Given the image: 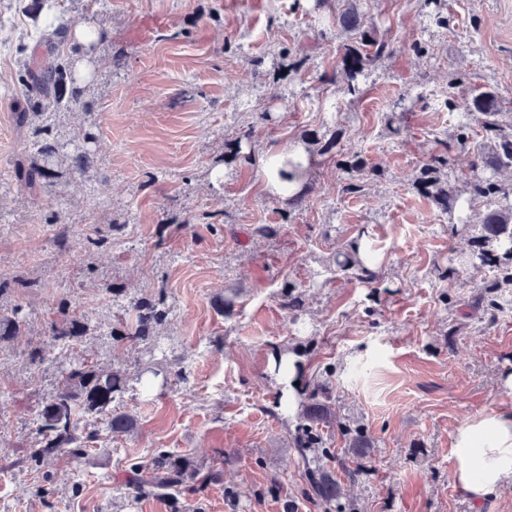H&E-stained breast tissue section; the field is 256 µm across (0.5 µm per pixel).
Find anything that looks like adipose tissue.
I'll return each mask as SVG.
<instances>
[{
  "label": "adipose tissue",
  "mask_w": 512,
  "mask_h": 512,
  "mask_svg": "<svg viewBox=\"0 0 512 512\" xmlns=\"http://www.w3.org/2000/svg\"><path fill=\"white\" fill-rule=\"evenodd\" d=\"M455 479L473 498L494 495L512 482V410L476 415L455 436Z\"/></svg>",
  "instance_id": "1"
}]
</instances>
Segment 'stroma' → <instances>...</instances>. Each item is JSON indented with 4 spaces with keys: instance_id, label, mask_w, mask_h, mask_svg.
<instances>
[{
    "instance_id": "obj_1",
    "label": "stroma",
    "mask_w": 512,
    "mask_h": 512,
    "mask_svg": "<svg viewBox=\"0 0 512 512\" xmlns=\"http://www.w3.org/2000/svg\"><path fill=\"white\" fill-rule=\"evenodd\" d=\"M350 3L397 47L356 98L344 91L347 36L336 22ZM55 10L109 37L78 75L76 102L18 127L17 74L41 23L33 0H0V308L27 317L0 346L9 395L0 401V512H328L308 497L292 445L315 380L336 417L316 454L345 512H512V484L478 501L453 476L457 429L512 408V309L482 321L472 301L489 270L448 278V251L467 238L449 236L447 215L414 186L441 140L452 185L472 177L448 85L460 74L459 97L491 90L512 100V0H444V28L423 0H58ZM257 112L269 120L254 123ZM393 112L403 115L398 134L387 124ZM46 125L58 160L31 191L14 168L39 162L32 143ZM88 129L95 164L77 174L68 158ZM332 137L377 167L362 193H342L347 175L326 155L302 201L270 192V156L315 152ZM237 141L254 166L229 152ZM258 224L280 232L259 238ZM361 231L388 292L329 270ZM286 280L302 300L297 330L282 305ZM106 282L128 297L166 295V354L112 340L127 304L113 302ZM228 288L241 295L226 318L218 307ZM63 297L93 329L77 354L132 376L151 366L162 378L125 393L133 432L98 430L84 459L62 453L37 465L33 418L58 381L51 359L62 351L48 323ZM340 422L362 428V447H350ZM160 450L219 481L176 501H131L120 487L126 469ZM348 466L359 468L357 483Z\"/></svg>"
}]
</instances>
